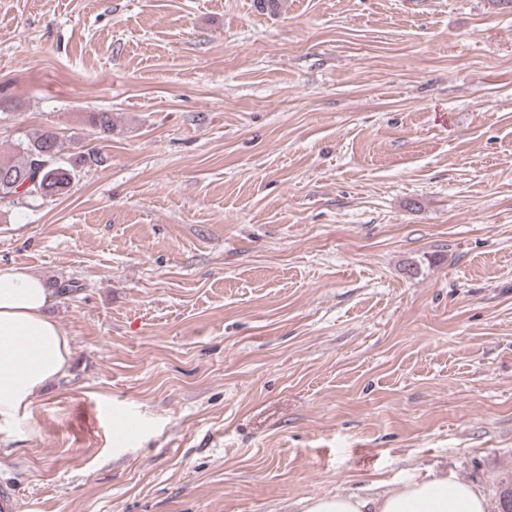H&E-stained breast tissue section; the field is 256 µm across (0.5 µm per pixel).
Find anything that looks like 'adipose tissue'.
<instances>
[{"label": "adipose tissue", "instance_id": "obj_1", "mask_svg": "<svg viewBox=\"0 0 512 512\" xmlns=\"http://www.w3.org/2000/svg\"><path fill=\"white\" fill-rule=\"evenodd\" d=\"M59 293L25 267L0 268V428L26 418L65 377L71 340L50 314ZM472 484L441 475L401 482L373 498L314 496L304 512H488Z\"/></svg>", "mask_w": 512, "mask_h": 512}]
</instances>
